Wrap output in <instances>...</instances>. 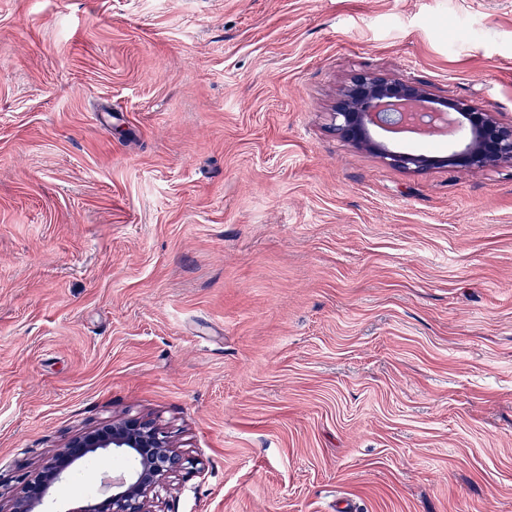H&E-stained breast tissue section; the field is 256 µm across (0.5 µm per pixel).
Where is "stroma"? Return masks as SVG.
<instances>
[{"label":"stroma","instance_id":"1","mask_svg":"<svg viewBox=\"0 0 512 512\" xmlns=\"http://www.w3.org/2000/svg\"><path fill=\"white\" fill-rule=\"evenodd\" d=\"M360 71L511 120L512 0H0V492L137 416L164 512H512V171L345 142Z\"/></svg>","mask_w":512,"mask_h":512}]
</instances>
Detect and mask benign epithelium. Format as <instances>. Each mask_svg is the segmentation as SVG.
<instances>
[{
	"mask_svg": "<svg viewBox=\"0 0 512 512\" xmlns=\"http://www.w3.org/2000/svg\"><path fill=\"white\" fill-rule=\"evenodd\" d=\"M401 102H415L427 118L421 131L436 129L435 122L450 111L467 132L466 141L442 157L395 151L375 140L371 130L403 129ZM334 129L342 139L375 153L389 164L421 170L431 166L470 171L512 169V120L465 99L435 94L430 86L414 80L390 78L373 72L354 74L343 86L332 108ZM112 453L127 456L135 467L105 483L99 497L64 512H158L160 488L179 473L194 468L152 422L139 418L114 420L69 438L45 466L26 475L11 500L8 512H46L44 506L56 488L70 478L85 458Z\"/></svg>",
	"mask_w": 512,
	"mask_h": 512,
	"instance_id": "1",
	"label": "benign epithelium"
}]
</instances>
